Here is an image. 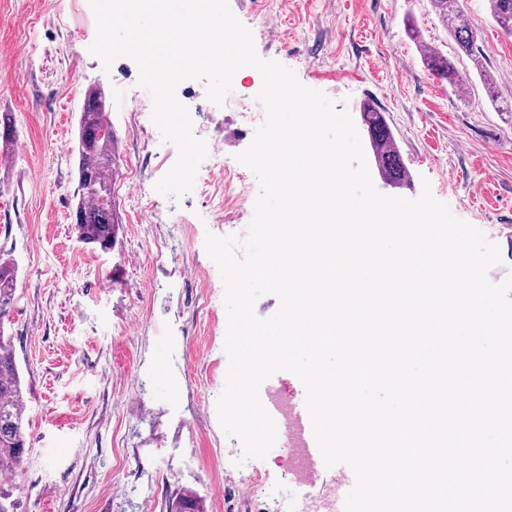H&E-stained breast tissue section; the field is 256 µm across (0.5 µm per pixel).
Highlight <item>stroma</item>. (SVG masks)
<instances>
[{
    "instance_id": "35a3bbf8",
    "label": "stroma",
    "mask_w": 512,
    "mask_h": 512,
    "mask_svg": "<svg viewBox=\"0 0 512 512\" xmlns=\"http://www.w3.org/2000/svg\"><path fill=\"white\" fill-rule=\"evenodd\" d=\"M258 55L292 69L337 111L359 120L380 108L410 183L423 186L500 249L488 277L512 274V37L486 0H464L481 66L460 57L456 91L425 67L406 35L414 23L451 54L455 43L430 0H229ZM97 33L89 0H0V113H13L17 145L0 179V256L17 268L18 301L7 323L27 403L26 451L11 494L16 512H166L190 489L205 512H279L301 492L280 448L242 460V444L217 416L225 385L224 285L205 250L207 234L246 236L259 184L237 161L262 111L263 84L237 71L222 104L207 84L176 90L195 137L224 142V163L199 165L191 192L172 200L156 183L178 158L151 119L152 99L128 58L111 68L90 51ZM101 84L118 139L114 187L118 243L79 241L75 142L83 90ZM224 191L214 211L211 193Z\"/></svg>"
}]
</instances>
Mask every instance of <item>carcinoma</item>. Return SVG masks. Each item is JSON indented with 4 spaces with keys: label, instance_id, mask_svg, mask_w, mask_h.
<instances>
[{
    "label": "carcinoma",
    "instance_id": "carcinoma-1",
    "mask_svg": "<svg viewBox=\"0 0 512 512\" xmlns=\"http://www.w3.org/2000/svg\"><path fill=\"white\" fill-rule=\"evenodd\" d=\"M432 6L450 36L457 53L470 57L475 66L481 65L477 38L465 17L462 0H431ZM488 9L496 24L512 35V0H488ZM427 69L438 79L462 90L466 76L455 61L440 50L423 55ZM370 147L379 172L395 185L405 181L406 171L400 162L393 133L384 112L367 103L361 108ZM12 114L0 113V145L6 147L15 138ZM116 139L107 118L103 89L89 86L84 92V112L79 118L78 133V195L73 214L78 238L100 249L115 245V226L119 218L115 206L104 201L112 191L116 171ZM17 271L9 261H0V474L17 472L25 453L26 400L22 388L12 338L5 335V325L16 299ZM169 512H203L201 498L185 490L168 505Z\"/></svg>",
    "mask_w": 512,
    "mask_h": 512
}]
</instances>
